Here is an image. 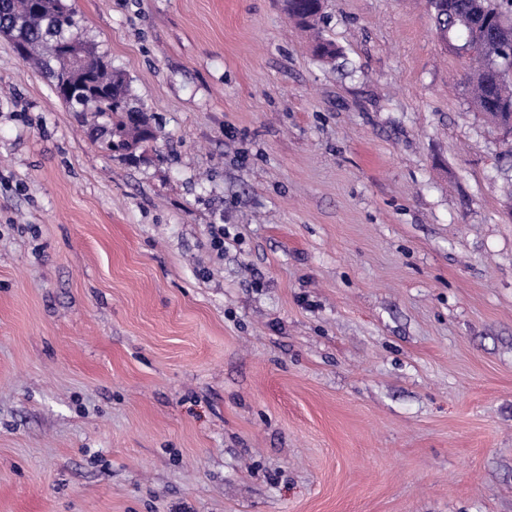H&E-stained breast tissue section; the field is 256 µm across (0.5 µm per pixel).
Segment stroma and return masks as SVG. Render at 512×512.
I'll return each instance as SVG.
<instances>
[{
	"label": "stroma",
	"mask_w": 512,
	"mask_h": 512,
	"mask_svg": "<svg viewBox=\"0 0 512 512\" xmlns=\"http://www.w3.org/2000/svg\"><path fill=\"white\" fill-rule=\"evenodd\" d=\"M66 2L156 138L0 35V512H512V156L424 0H325L330 64ZM101 60L99 56L88 64V84L63 101L72 112H80L77 109L80 106H94L99 113L106 114L110 127L103 130L105 149L134 156L144 143L155 139V129L147 112L133 104L126 78L105 68Z\"/></svg>",
	"instance_id": "stroma-1"
}]
</instances>
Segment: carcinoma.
<instances>
[{"mask_svg":"<svg viewBox=\"0 0 512 512\" xmlns=\"http://www.w3.org/2000/svg\"><path fill=\"white\" fill-rule=\"evenodd\" d=\"M38 6L35 0H0V31L24 42L27 52L23 60L40 65L54 83L63 46L81 33L72 8L40 11ZM288 16L298 26L315 32V57L326 62L336 58V44L320 31L323 17L318 0H288ZM431 16L445 44L469 45L464 58L469 63L465 85L470 102L486 121L496 122L503 105L512 104V75L495 72L501 59L494 44L512 40V13L499 10L492 0H452L448 13L439 16L433 12ZM476 22L484 24L485 31L483 39L473 44L469 33ZM87 74V84L65 103L74 112L80 106H93L107 115L110 127L103 131L105 149L135 155L143 144L155 139L147 112L133 104L126 78L104 67L101 59L88 64Z\"/></svg>","mask_w":512,"mask_h":512,"instance_id":"obj_1","label":"carcinoma"}]
</instances>
